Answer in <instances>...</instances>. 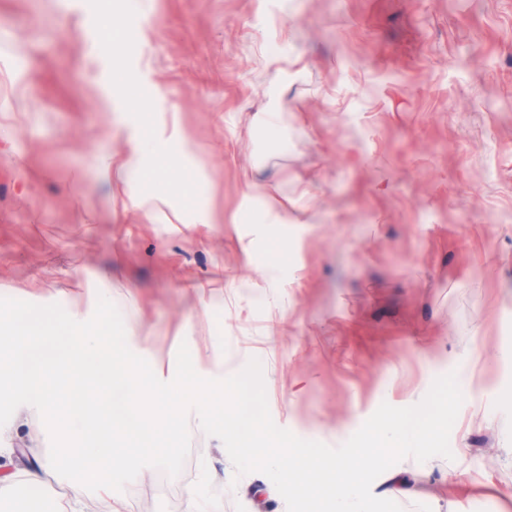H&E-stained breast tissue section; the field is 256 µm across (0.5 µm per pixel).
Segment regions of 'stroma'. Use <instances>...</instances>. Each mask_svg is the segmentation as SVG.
<instances>
[{"mask_svg":"<svg viewBox=\"0 0 512 512\" xmlns=\"http://www.w3.org/2000/svg\"><path fill=\"white\" fill-rule=\"evenodd\" d=\"M271 96L284 128L250 127ZM136 140L189 191L103 177ZM106 288L162 380L188 330L210 377L258 359L275 424L331 447L456 373L454 458L396 469L440 512H512V0H0V297L89 318ZM8 426L1 477L50 448L36 409ZM189 431L131 512L190 487L287 512Z\"/></svg>","mask_w":512,"mask_h":512,"instance_id":"obj_1","label":"stroma"}]
</instances>
